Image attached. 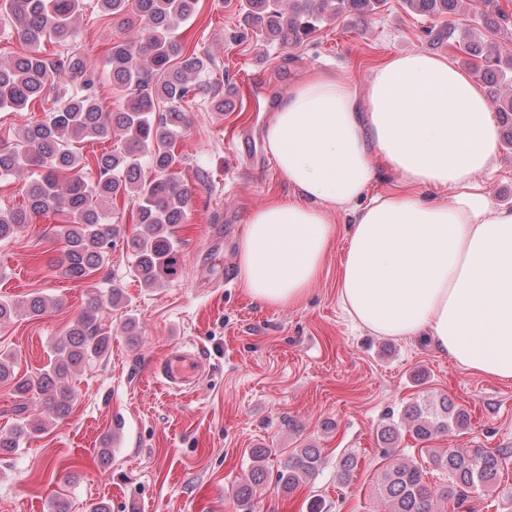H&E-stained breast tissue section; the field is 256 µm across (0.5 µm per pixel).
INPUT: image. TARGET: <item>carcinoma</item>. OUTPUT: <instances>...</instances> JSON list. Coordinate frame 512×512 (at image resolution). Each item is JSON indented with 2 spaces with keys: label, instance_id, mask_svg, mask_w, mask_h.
Returning <instances> with one entry per match:
<instances>
[{
  "label": "carcinoma",
  "instance_id": "carcinoma-1",
  "mask_svg": "<svg viewBox=\"0 0 512 512\" xmlns=\"http://www.w3.org/2000/svg\"><path fill=\"white\" fill-rule=\"evenodd\" d=\"M200 0H97L105 15L138 18L132 34L112 41L107 63L112 85L128 92L123 111H103L96 86L99 77L85 57L71 51L46 52L52 40L66 42L76 34L83 0H0V20L16 35L21 52L0 62V108L16 112L41 106L44 118L26 124L14 145H0V177L22 169L35 171L26 190L27 206L0 212V240L10 238L31 223L32 216L57 215L58 235L63 240L56 270L74 282L87 280L109 258L120 236L103 206L116 198L136 205L137 232L126 240L135 256L133 276L147 287L160 284L178 271L174 228L187 222L192 193L174 170V146L188 126L182 103L194 97L196 79L209 70L211 58L187 51L178 36L180 25L193 19ZM384 0H242L239 14L244 26L266 44L281 48L302 43L318 24L344 11L364 16L376 13ZM413 11L436 21L424 31L427 43L459 50L466 63L486 84L498 114L512 113V50H501L470 34L460 22L459 0H404ZM477 24L494 31L508 17L498 0H481ZM168 104L160 111L157 106ZM212 110L222 116L233 111L224 91H211ZM123 134L122 150H104L90 163L76 151L83 140H107L112 130ZM150 157L155 176L145 179L140 158ZM121 290L112 287L107 297L90 294L81 313L66 333L57 338L48 364L35 374L17 372L19 353L0 350V382L13 384L21 400L12 436L0 438V453L12 454L47 426L42 418L26 415L28 402L40 400L55 419L65 418L74 398L68 379L82 367L106 355L112 334L106 331L103 312L121 302ZM28 313H44L52 299L33 295L23 300ZM413 439L431 441L453 427L468 426V413L450 400L437 405L410 402L403 411ZM398 435L389 423L377 435L382 453L392 455L389 445ZM430 463L446 475L442 485L424 480L414 460L390 463L376 483V497L385 512H435L440 500L465 498L470 491H492L512 448H428ZM253 464L236 490L241 502H249L266 479V452L252 451ZM325 461L323 449L295 448L278 471L276 486L293 492L313 479ZM355 457L336 463V476L346 484L352 477Z\"/></svg>",
  "mask_w": 512,
  "mask_h": 512
}]
</instances>
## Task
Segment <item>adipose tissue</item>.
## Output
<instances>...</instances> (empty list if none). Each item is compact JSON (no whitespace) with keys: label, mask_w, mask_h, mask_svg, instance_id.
Here are the masks:
<instances>
[{"label":"adipose tissue","mask_w":512,"mask_h":512,"mask_svg":"<svg viewBox=\"0 0 512 512\" xmlns=\"http://www.w3.org/2000/svg\"><path fill=\"white\" fill-rule=\"evenodd\" d=\"M264 140L292 193L247 218L237 266L249 298L300 301L343 213L339 300L355 323L429 337L459 367L512 380V207L494 204L483 181L497 128L468 73L421 52L387 58L362 87L308 72L270 111ZM384 169L401 190L368 197Z\"/></svg>","instance_id":"adipose-tissue-1"}]
</instances>
